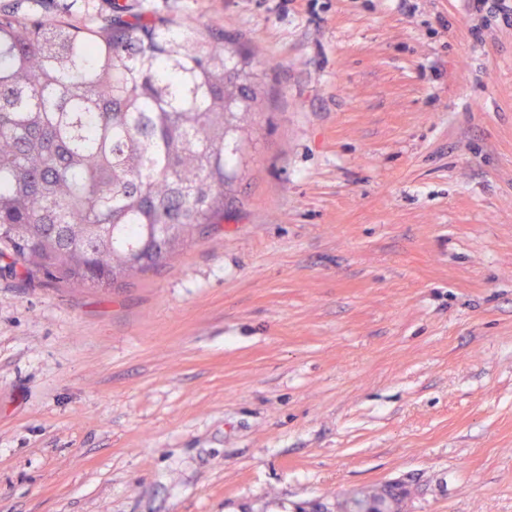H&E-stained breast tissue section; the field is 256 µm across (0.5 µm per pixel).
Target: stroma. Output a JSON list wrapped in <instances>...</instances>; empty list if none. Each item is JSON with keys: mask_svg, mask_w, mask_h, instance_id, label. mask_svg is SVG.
<instances>
[{"mask_svg": "<svg viewBox=\"0 0 512 512\" xmlns=\"http://www.w3.org/2000/svg\"><path fill=\"white\" fill-rule=\"evenodd\" d=\"M265 93L223 224L112 288L0 259V512H512V26L134 0Z\"/></svg>", "mask_w": 512, "mask_h": 512, "instance_id": "1", "label": "stroma"}]
</instances>
